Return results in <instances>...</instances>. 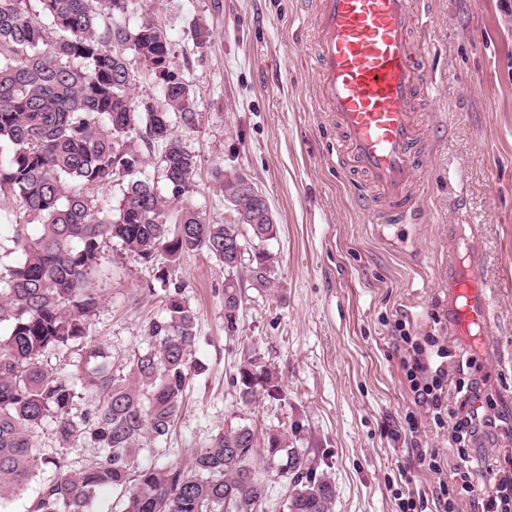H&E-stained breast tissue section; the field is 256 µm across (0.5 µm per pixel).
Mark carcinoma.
<instances>
[{"label":"carcinoma","mask_w":512,"mask_h":512,"mask_svg":"<svg viewBox=\"0 0 512 512\" xmlns=\"http://www.w3.org/2000/svg\"><path fill=\"white\" fill-rule=\"evenodd\" d=\"M128 0H0V199L16 202L26 221L12 225L11 253L0 252V503L40 467L33 434L48 421L62 446L85 439L98 455L74 471L63 458L39 488L31 512H86L97 492L117 493L118 512H259L267 470L292 486L287 512H333L335 487L317 477L305 448L288 431L258 438L248 423L218 432L184 466H146L141 454L170 434L192 379L196 313L172 282L179 260L203 251L224 272V330L239 331L242 262L224 244L247 242L252 288H277L265 243L275 225L251 201L230 202L234 224H205L189 203L197 155L175 134L199 123L195 96L173 65L170 43L149 17L127 21ZM157 87L162 105L136 101L133 64ZM164 186L148 171L156 147ZM225 194L246 179L212 171ZM121 187L117 205L101 206L96 188ZM118 240L154 266L163 315L149 320L146 348L116 367L88 341L87 323L101 295L94 288L104 245ZM75 353L86 364L70 374L57 359ZM241 403L264 392L283 395L278 376L250 350L232 377ZM90 398L92 410L73 413Z\"/></svg>","instance_id":"carcinoma-1"}]
</instances>
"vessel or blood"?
Listing matches in <instances>:
<instances>
[{
    "label": "vessel or blood",
    "instance_id": "1",
    "mask_svg": "<svg viewBox=\"0 0 512 512\" xmlns=\"http://www.w3.org/2000/svg\"><path fill=\"white\" fill-rule=\"evenodd\" d=\"M414 0H316L317 83L327 118L342 135L348 171L367 175L378 196L364 202L378 224L414 218L419 111L432 104L424 43L413 41ZM449 318L456 335L490 325L478 263L449 260Z\"/></svg>",
    "mask_w": 512,
    "mask_h": 512
}]
</instances>
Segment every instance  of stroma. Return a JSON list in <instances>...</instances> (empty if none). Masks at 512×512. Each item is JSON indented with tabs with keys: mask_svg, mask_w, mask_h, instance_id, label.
Here are the masks:
<instances>
[{
	"mask_svg": "<svg viewBox=\"0 0 512 512\" xmlns=\"http://www.w3.org/2000/svg\"><path fill=\"white\" fill-rule=\"evenodd\" d=\"M417 37L429 47L433 106L420 116L418 224H375L358 183L338 162L336 129L325 118L313 55L315 0H129L130 21L151 16L191 85L199 125L181 130L198 154L191 203L208 224L234 212L211 171L247 175L266 196L277 226L268 243L278 289L263 294L239 271L244 302L238 332L224 330V271L201 252L183 258L176 281L197 313L194 356L205 370L190 385L179 421L145 463H189L224 427L249 423L257 434L298 424L293 447L310 451L331 477L333 512H397L393 492L410 485L431 498L438 476L419 454L438 453L445 474L460 460L446 431L404 417L413 403L394 345V322L418 337L437 336L449 364L470 362L450 380L476 378L496 427L474 443L481 472L512 460V0H419ZM208 29L199 41L195 28ZM481 261L499 348L454 336L448 317V256ZM101 301L88 332L114 364L145 346V325L162 312L147 292L151 266L119 243L104 246ZM261 352L284 395L243 406L231 378L247 349ZM40 469L0 512H28L53 462L79 470L97 450L61 447L51 427L37 431Z\"/></svg>",
	"mask_w": 512,
	"mask_h": 512,
	"instance_id": "1",
	"label": "stroma"
}]
</instances>
